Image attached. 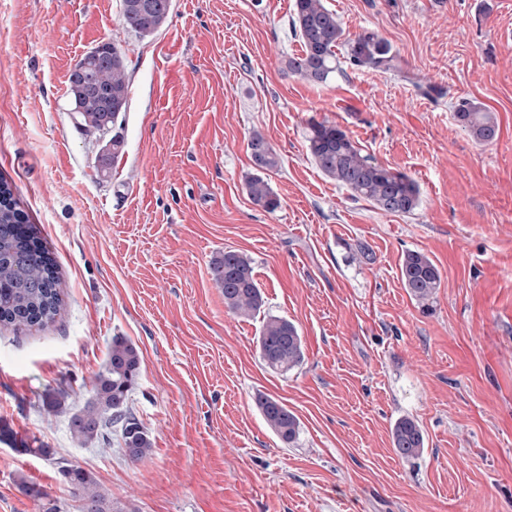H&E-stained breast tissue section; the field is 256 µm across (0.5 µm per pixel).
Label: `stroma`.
<instances>
[{"label": "stroma", "instance_id": "stroma-1", "mask_svg": "<svg viewBox=\"0 0 512 512\" xmlns=\"http://www.w3.org/2000/svg\"><path fill=\"white\" fill-rule=\"evenodd\" d=\"M324 3L347 34L383 37L393 66L288 75L294 0H174L146 38L123 26L120 0H0V178L64 289L55 322L0 326V423L79 463L112 512H512V0ZM103 42L131 85L108 162L67 94ZM462 98L493 113V142L457 122ZM313 119L412 177L419 207L386 214L326 178L307 153ZM256 130L281 159L273 212L245 188ZM227 249L251 258L264 315L297 326L301 366L267 367L261 317L228 312L209 266ZM408 250L440 271L432 310L402 286ZM116 336L142 357L141 462L118 436L81 444L67 430ZM53 391L67 395L56 412ZM261 394L297 416L295 443L267 426ZM402 417L425 433L419 458L392 450ZM78 505L54 461L0 442V512Z\"/></svg>", "mask_w": 512, "mask_h": 512}]
</instances>
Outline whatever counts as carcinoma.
Listing matches in <instances>:
<instances>
[{"mask_svg":"<svg viewBox=\"0 0 512 512\" xmlns=\"http://www.w3.org/2000/svg\"><path fill=\"white\" fill-rule=\"evenodd\" d=\"M139 0H120L121 22L140 37L153 35L168 21L173 0H150L151 7L137 10ZM292 29L301 44V53L283 60L284 71L312 83H325L340 71L336 49L346 48L349 64L376 69L393 61L390 44L378 34L364 30L354 37L346 35L335 12L323 0H294ZM112 55L90 74L94 82L107 88L112 96V111L102 110L97 98L68 87L72 111L86 131L103 137L112 129V157L123 150L122 128L130 99V79L124 54L107 43ZM455 118L480 143L497 138L498 125L492 113L472 99H461ZM307 149L317 168L328 178L365 199L387 214H409L420 204V189L408 175L378 164L339 126L327 121L310 123ZM248 149L255 174L246 188L254 204L267 211L280 205L267 176L278 170L280 159L267 138L251 134ZM0 210H12L15 219L0 222V325L15 331L52 323L63 305L61 281L56 262L43 246L36 228L24 220L12 186L0 182ZM216 285L222 288L224 304L235 316L250 319L261 313L265 301L252 266L245 254L226 249L210 264ZM401 281L409 295L424 309H430L441 276L437 266L420 251L407 252L400 267ZM257 347L268 367L287 372L302 364L304 344L294 323L284 317L263 319ZM141 369L139 349L121 337L112 339L105 369L92 381L87 405L69 420L72 437L80 443L109 440L112 426L119 427L121 446L134 462L150 455L149 432L128 406L129 394ZM257 407L267 425L281 441L292 444L299 436L297 416L279 399L260 396ZM392 447L402 459H414L425 450V435L412 418L398 419L391 432ZM62 483L79 499V512H112V497L100 488L80 465L57 462Z\"/></svg>","mask_w":512,"mask_h":512,"instance_id":"obj_1","label":"carcinoma"}]
</instances>
